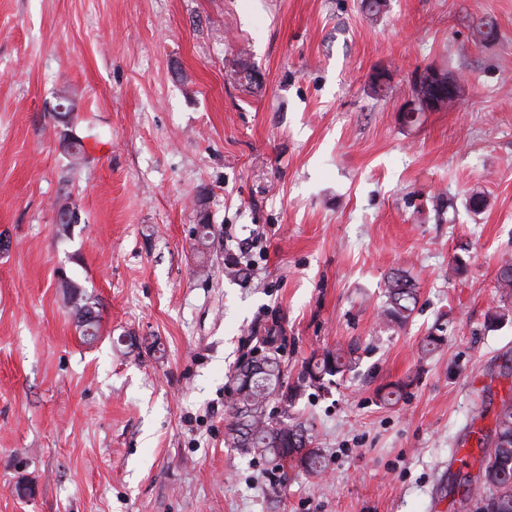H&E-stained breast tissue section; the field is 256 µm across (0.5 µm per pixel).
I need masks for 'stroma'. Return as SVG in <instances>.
<instances>
[{
	"instance_id": "stroma-1",
	"label": "stroma",
	"mask_w": 512,
	"mask_h": 512,
	"mask_svg": "<svg viewBox=\"0 0 512 512\" xmlns=\"http://www.w3.org/2000/svg\"><path fill=\"white\" fill-rule=\"evenodd\" d=\"M429 64L464 95L404 125ZM62 90L89 153L72 173ZM64 185L81 215L66 237ZM255 231L250 276L225 277ZM510 258L512 0H387L373 18L361 0H0V512H451L457 448L512 396V322H488ZM395 269L419 302L394 331L379 313ZM62 270L98 303L94 343ZM268 327L292 376L324 348L360 357L297 402L328 467L279 494L224 445L226 388ZM436 327L446 342L420 359ZM418 380V374L408 375L404 379L380 386L376 391L378 401L383 405H396L405 390Z\"/></svg>"
}]
</instances>
